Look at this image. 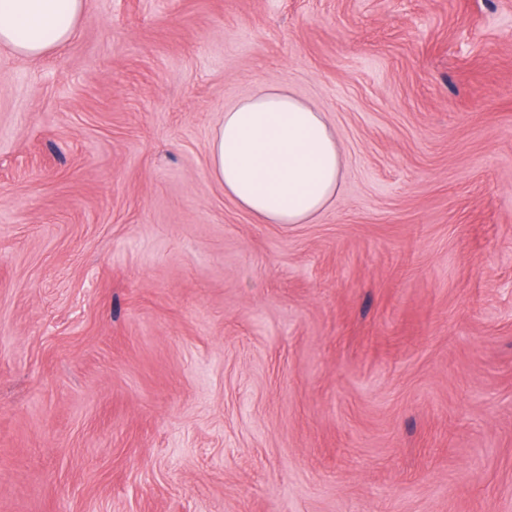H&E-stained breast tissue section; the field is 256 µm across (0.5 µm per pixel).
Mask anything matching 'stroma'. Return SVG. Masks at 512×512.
I'll use <instances>...</instances> for the list:
<instances>
[{
    "label": "stroma",
    "instance_id": "1",
    "mask_svg": "<svg viewBox=\"0 0 512 512\" xmlns=\"http://www.w3.org/2000/svg\"><path fill=\"white\" fill-rule=\"evenodd\" d=\"M345 168L263 224L257 84ZM0 512H512V0H85L0 45ZM85 0H0V45L38 57L69 42ZM209 160L224 194L264 224H307L336 197L344 160L324 112L280 83L224 111Z\"/></svg>",
    "mask_w": 512,
    "mask_h": 512
}]
</instances>
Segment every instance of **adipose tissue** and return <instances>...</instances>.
Segmentation results:
<instances>
[{
    "instance_id": "obj_1",
    "label": "adipose tissue",
    "mask_w": 512,
    "mask_h": 512,
    "mask_svg": "<svg viewBox=\"0 0 512 512\" xmlns=\"http://www.w3.org/2000/svg\"><path fill=\"white\" fill-rule=\"evenodd\" d=\"M85 0H0V45L38 57L69 42ZM224 194L265 224H305L334 200L344 160L324 113L279 83L224 112L209 144Z\"/></svg>"
}]
</instances>
